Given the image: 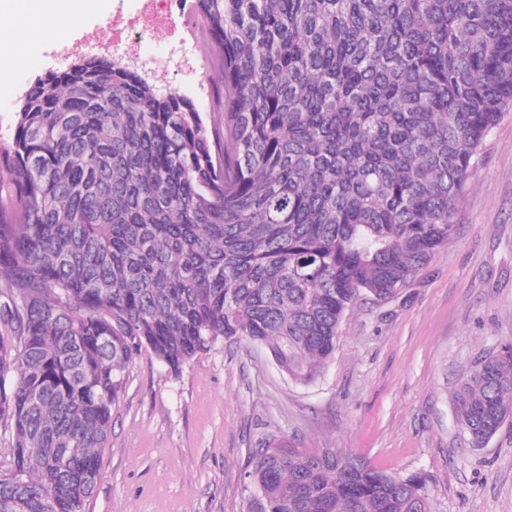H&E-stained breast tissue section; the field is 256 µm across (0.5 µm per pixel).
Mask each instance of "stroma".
Wrapping results in <instances>:
<instances>
[{"label":"stroma","mask_w":512,"mask_h":512,"mask_svg":"<svg viewBox=\"0 0 512 512\" xmlns=\"http://www.w3.org/2000/svg\"><path fill=\"white\" fill-rule=\"evenodd\" d=\"M138 9V0H103L63 41L26 46L23 62L0 75V93L19 96L66 68L113 13ZM180 32L201 52L204 82L143 75L164 92L207 96L212 117L224 98L204 22L189 17ZM453 222V239L397 296L346 313L336 353L312 383L294 382L267 347L246 340L217 343L176 376L149 351L134 355L86 512H247L250 450L271 436L422 474L434 512H512V425L473 448L453 411L475 356L512 343V108L487 137Z\"/></svg>","instance_id":"stroma-1"}]
</instances>
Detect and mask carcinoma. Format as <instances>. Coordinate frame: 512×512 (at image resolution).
Here are the masks:
<instances>
[{
    "label": "carcinoma",
    "mask_w": 512,
    "mask_h": 512,
    "mask_svg": "<svg viewBox=\"0 0 512 512\" xmlns=\"http://www.w3.org/2000/svg\"><path fill=\"white\" fill-rule=\"evenodd\" d=\"M224 111L110 56L36 79L0 145V512H85L132 357L171 374L230 339L314 381L359 300L448 243L512 105V0H195ZM481 448L512 344L455 393ZM247 512H432L425 480L343 448L252 449Z\"/></svg>",
    "instance_id": "carcinoma-1"
}]
</instances>
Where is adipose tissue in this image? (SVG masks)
<instances>
[{
	"label": "adipose tissue",
	"instance_id": "adipose-tissue-1",
	"mask_svg": "<svg viewBox=\"0 0 512 512\" xmlns=\"http://www.w3.org/2000/svg\"><path fill=\"white\" fill-rule=\"evenodd\" d=\"M99 0H0V41L21 47L37 40L58 41L92 15Z\"/></svg>",
	"mask_w": 512,
	"mask_h": 512
}]
</instances>
